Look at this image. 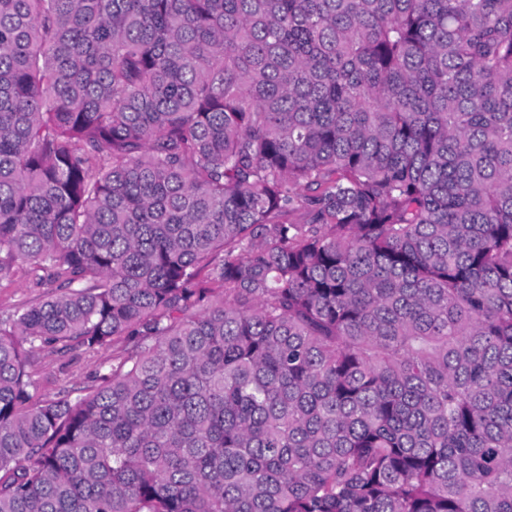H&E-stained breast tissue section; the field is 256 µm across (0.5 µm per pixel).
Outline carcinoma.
<instances>
[{
	"instance_id": "obj_1",
	"label": "carcinoma",
	"mask_w": 512,
	"mask_h": 512,
	"mask_svg": "<svg viewBox=\"0 0 512 512\" xmlns=\"http://www.w3.org/2000/svg\"><path fill=\"white\" fill-rule=\"evenodd\" d=\"M18 271L0 512H512V0H0ZM42 291V288H33L21 274L5 278L0 281V310L7 311L22 304L35 303ZM108 360H112V348L95 354L76 351L63 358L45 353L31 370L37 393L54 394L63 388L90 384Z\"/></svg>"
}]
</instances>
